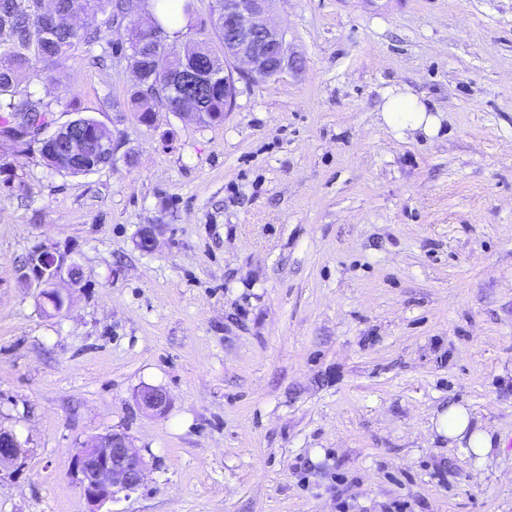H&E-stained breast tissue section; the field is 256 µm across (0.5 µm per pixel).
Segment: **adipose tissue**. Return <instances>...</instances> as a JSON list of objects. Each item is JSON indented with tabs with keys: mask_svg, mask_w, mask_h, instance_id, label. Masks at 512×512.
Returning <instances> with one entry per match:
<instances>
[{
	"mask_svg": "<svg viewBox=\"0 0 512 512\" xmlns=\"http://www.w3.org/2000/svg\"><path fill=\"white\" fill-rule=\"evenodd\" d=\"M383 99L382 112L387 124L400 129H419L428 135L438 131V117L431 114L429 105L408 90L388 89ZM434 426L437 435L446 440L449 447L473 457L478 463L486 459L496 443L494 433L476 422L462 405H451L438 411Z\"/></svg>",
	"mask_w": 512,
	"mask_h": 512,
	"instance_id": "adipose-tissue-1",
	"label": "adipose tissue"
}]
</instances>
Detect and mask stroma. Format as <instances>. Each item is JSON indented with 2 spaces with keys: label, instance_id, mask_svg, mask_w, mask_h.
Returning <instances> with one entry per match:
<instances>
[{
  "label": "stroma",
  "instance_id": "stroma-1",
  "mask_svg": "<svg viewBox=\"0 0 512 512\" xmlns=\"http://www.w3.org/2000/svg\"><path fill=\"white\" fill-rule=\"evenodd\" d=\"M288 63L222 123L134 118L119 26L59 80L55 124L112 133L79 176L0 156V512H92L72 469L112 430L149 464L106 512H512V0H274ZM402 86L440 118L395 130ZM156 228V246L139 248ZM69 254L48 312L19 269ZM154 387L169 403L144 411ZM471 410L482 464L432 418ZM140 406L146 411L163 412L168 404L165 392L158 388L146 387L138 395ZM23 453L17 437L12 432L0 428V469L15 464Z\"/></svg>",
  "mask_w": 512,
  "mask_h": 512
}]
</instances>
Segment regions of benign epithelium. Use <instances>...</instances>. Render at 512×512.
<instances>
[{"instance_id":"benign-epithelium-1","label":"benign epithelium","mask_w":512,"mask_h":512,"mask_svg":"<svg viewBox=\"0 0 512 512\" xmlns=\"http://www.w3.org/2000/svg\"><path fill=\"white\" fill-rule=\"evenodd\" d=\"M274 0H216L213 22L224 29V56L208 51L200 40L184 46L182 66L175 87L182 95L200 100L209 84L224 77V104L232 106L236 83L278 77L288 61V43L283 32L267 22ZM46 114L29 112L24 117L25 137L41 138L51 127ZM75 263L67 255L38 248L33 261L20 267V278L32 280L53 274L48 292L64 300L56 282L69 276ZM146 411L163 412L168 404L165 392L146 387L138 395ZM24 453L21 443L10 431L0 429V468L15 464ZM80 487L87 498L99 505L121 492H131L143 483L148 463L123 432H108L81 448L73 460Z\"/></svg>"}]
</instances>
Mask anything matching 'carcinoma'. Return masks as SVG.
<instances>
[{"label": "carcinoma", "instance_id": "carcinoma-1", "mask_svg": "<svg viewBox=\"0 0 512 512\" xmlns=\"http://www.w3.org/2000/svg\"><path fill=\"white\" fill-rule=\"evenodd\" d=\"M107 16V22H126L131 53L128 61L143 75V85L134 88L130 102L135 118L151 128L152 112L191 110L200 112V123L216 124L224 120V80H216L213 91L201 104L173 96L172 62L178 52L168 46L157 47L152 29L126 13L125 0H83ZM36 0H0V136L19 128L18 118L26 112H48L50 105L33 93L20 89L22 76L34 71L48 82L57 79L74 52L82 44L97 40L99 31L77 22L72 0H58L54 25L43 29L36 19ZM76 114L83 140L82 159L77 161L57 136L37 141L39 156L45 166L65 175H87L112 163V155L102 142L112 140V133L91 117L81 115L80 104L73 98L65 103Z\"/></svg>", "mask_w": 512, "mask_h": 512}]
</instances>
